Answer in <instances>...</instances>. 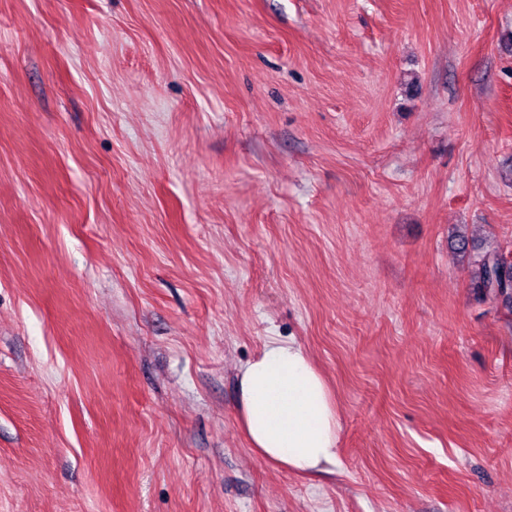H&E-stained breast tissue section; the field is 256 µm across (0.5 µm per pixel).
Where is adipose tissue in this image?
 I'll list each match as a JSON object with an SVG mask.
<instances>
[{"instance_id":"adipose-tissue-1","label":"adipose tissue","mask_w":512,"mask_h":512,"mask_svg":"<svg viewBox=\"0 0 512 512\" xmlns=\"http://www.w3.org/2000/svg\"><path fill=\"white\" fill-rule=\"evenodd\" d=\"M238 392V419L259 457L304 475L339 466L337 407L300 344L269 340L241 367Z\"/></svg>"}]
</instances>
